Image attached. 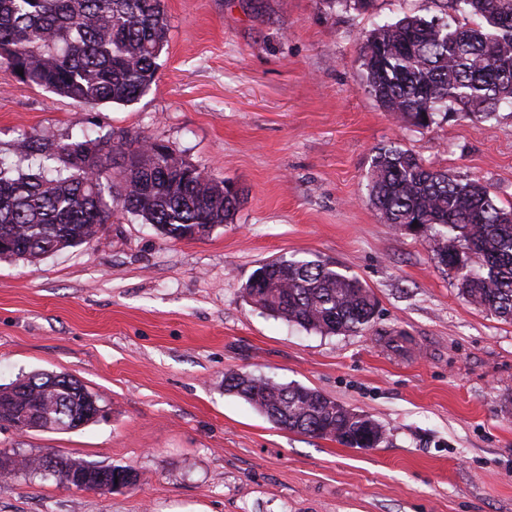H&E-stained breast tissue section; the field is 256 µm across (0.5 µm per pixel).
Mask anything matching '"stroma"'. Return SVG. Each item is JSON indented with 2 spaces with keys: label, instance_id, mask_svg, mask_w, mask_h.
Returning <instances> with one entry per match:
<instances>
[{
  "label": "stroma",
  "instance_id": "1",
  "mask_svg": "<svg viewBox=\"0 0 512 512\" xmlns=\"http://www.w3.org/2000/svg\"><path fill=\"white\" fill-rule=\"evenodd\" d=\"M168 43L136 103L92 108L0 68V156L23 136L138 133L244 194L234 219L175 241L129 213L98 240L0 258V385L65 373L102 417L0 428V461L129 467L102 493L41 471L0 476V512H512V322L464 301L436 239L369 203L378 148L487 183L512 206V108L417 127L368 93L365 36L441 0H164ZM278 256L330 260L374 293L372 326L325 336L244 294ZM300 384L367 414L376 448L276 427L224 376Z\"/></svg>",
  "mask_w": 512,
  "mask_h": 512
}]
</instances>
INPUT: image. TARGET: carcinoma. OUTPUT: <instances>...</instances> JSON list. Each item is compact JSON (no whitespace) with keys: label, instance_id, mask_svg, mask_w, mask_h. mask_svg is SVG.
<instances>
[{"label":"carcinoma","instance_id":"1","mask_svg":"<svg viewBox=\"0 0 512 512\" xmlns=\"http://www.w3.org/2000/svg\"><path fill=\"white\" fill-rule=\"evenodd\" d=\"M454 28L405 16L374 28L361 46L368 92L391 114L417 127L442 109L488 119L512 104V0H444ZM163 0H0V65L22 83L78 104L130 105L155 81L167 42ZM17 157L36 169L12 175L0 157V256L41 259L90 243L116 209L139 216L166 237L206 235L233 220L241 200L224 181L197 172L169 147L124 133L58 140L21 139ZM169 170L156 176L159 165ZM369 200L385 223L443 227L438 263L457 274L459 291L512 322V209L497 204L478 179H459L400 148H380L370 172ZM244 293L271 315L325 335L370 327L377 302L360 279L334 262L278 257L257 268ZM224 390L279 428L362 448L371 439L363 414L299 384L247 373L224 376ZM99 405L64 373H35L0 385V425L23 420L35 430L70 431L94 421ZM55 461L57 475L82 489L95 466L72 457L24 460L21 469Z\"/></svg>","mask_w":512,"mask_h":512}]
</instances>
